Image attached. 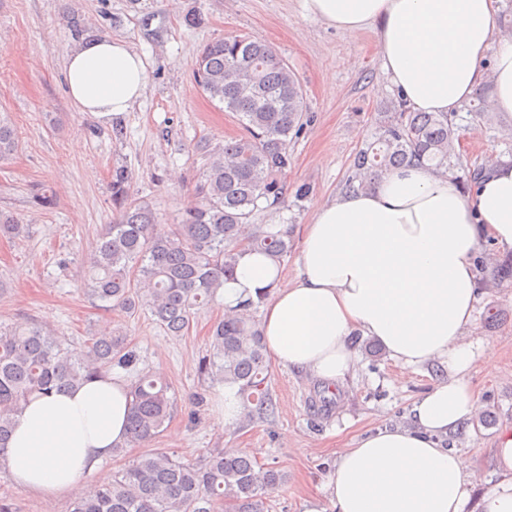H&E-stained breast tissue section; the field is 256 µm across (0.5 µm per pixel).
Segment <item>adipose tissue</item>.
<instances>
[{
	"mask_svg": "<svg viewBox=\"0 0 512 512\" xmlns=\"http://www.w3.org/2000/svg\"><path fill=\"white\" fill-rule=\"evenodd\" d=\"M304 8L349 36L376 26L382 69L413 110L456 111L489 79L494 109L512 114V42L492 41L495 0H304ZM64 79L79 111L104 117L144 96L147 69L126 42L100 37L67 53ZM300 238L288 286L271 260L246 250L218 294L228 312L266 295L262 331L274 363L335 388L355 366L348 338L359 333L401 365L436 361L448 370L414 403L411 425L378 429L339 451L323 495L305 498L303 512H324L326 500L335 512H463L473 472L442 439L479 410L465 380L481 355L470 337L475 255L483 239L512 250V162L488 163L465 192L417 165L393 169L373 189L326 199ZM131 400L118 372L31 400L0 467L48 502L79 485L94 493L83 479L125 444ZM495 456L504 478L483 512H512V426L500 431Z\"/></svg>",
	"mask_w": 512,
	"mask_h": 512,
	"instance_id": "adipose-tissue-1",
	"label": "adipose tissue"
}]
</instances>
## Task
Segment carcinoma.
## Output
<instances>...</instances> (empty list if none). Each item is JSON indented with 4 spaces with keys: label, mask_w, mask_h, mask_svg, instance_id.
Segmentation results:
<instances>
[{
    "label": "carcinoma",
    "mask_w": 512,
    "mask_h": 512,
    "mask_svg": "<svg viewBox=\"0 0 512 512\" xmlns=\"http://www.w3.org/2000/svg\"><path fill=\"white\" fill-rule=\"evenodd\" d=\"M195 82L212 102L237 115L243 132L215 147L203 143L208 161L196 185L197 201L181 223L162 226L155 212L131 198L128 174H112L116 217L102 229L83 262L91 299L127 314L142 309L171 336H183L195 314L215 300L233 275L241 250L264 255L277 266L291 252L292 225L255 224L256 215L280 209L285 175L292 164L291 143L309 122L305 93L288 62L267 42L249 35H227L201 50ZM394 111L380 113L374 131L356 153L343 188L364 191L384 173L420 165L468 191L483 168L455 173L452 162L456 123L453 112H414L403 98ZM17 151L8 117L0 113V163ZM24 225L0 212V238H15ZM487 254L475 258L477 284L512 279V255L488 273ZM265 297L247 300L212 326L211 351L199 374L236 388L248 419L274 415L260 323ZM138 357L125 337L103 332L84 348L70 347L39 323L0 326V453L18 414L34 393L60 392L116 367L136 368ZM129 442L155 439L177 410L171 386L148 370L131 383ZM285 480L276 466L260 465L247 453L210 450L188 463L156 448L118 471L93 498L77 497L70 512H213L222 501L230 512H267V496Z\"/></svg>",
    "instance_id": "carcinoma-1"
}]
</instances>
